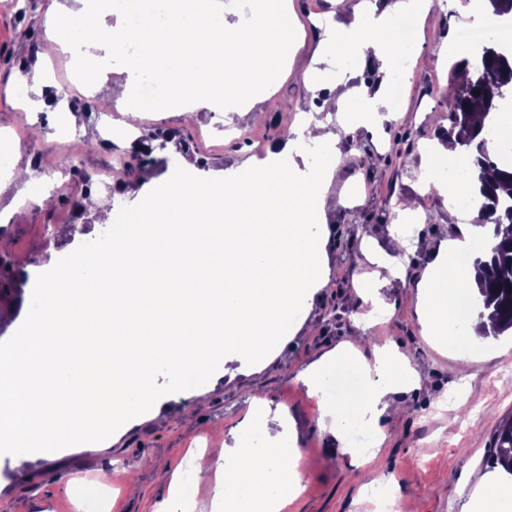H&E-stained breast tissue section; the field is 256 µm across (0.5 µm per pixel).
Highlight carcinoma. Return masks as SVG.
I'll list each match as a JSON object with an SVG mask.
<instances>
[{"instance_id": "1", "label": "carcinoma", "mask_w": 512, "mask_h": 512, "mask_svg": "<svg viewBox=\"0 0 512 512\" xmlns=\"http://www.w3.org/2000/svg\"><path fill=\"white\" fill-rule=\"evenodd\" d=\"M471 75L461 80L460 87L450 109L448 137L468 150L475 137L486 128L497 111L498 91L512 83V54L500 51L494 36L486 37L475 55ZM151 149L143 148L123 162L118 171L120 182L134 189L139 186L140 173L148 163ZM466 179L473 188L472 195L478 200L477 220L493 226L494 236L499 227L507 223L512 227V166L504 167L489 155L484 145L471 155ZM476 283L484 309L490 311L494 324L493 333L500 336L512 331V231L502 237L491 252L474 262ZM493 462L505 465L512 474V418L503 420L494 436Z\"/></svg>"}]
</instances>
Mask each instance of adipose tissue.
Segmentation results:
<instances>
[{"instance_id":"obj_1","label":"adipose tissue","mask_w":512,"mask_h":512,"mask_svg":"<svg viewBox=\"0 0 512 512\" xmlns=\"http://www.w3.org/2000/svg\"><path fill=\"white\" fill-rule=\"evenodd\" d=\"M432 0H394L388 10L378 12L370 7L355 8L350 22L330 23L324 28L321 45L324 50L349 52L354 69H362L369 62H377L381 71H389L397 63L398 43L391 17L393 12L419 13L428 10ZM496 243L483 226L467 223L456 224L452 234L439 248L430 285L418 298L425 335L440 345L451 339V313L458 296L475 290L471 271L458 270L452 263L461 251L486 252ZM366 383V408L371 418H379L392 405V396L401 383L419 384L415 369L399 374L396 361L388 347L377 348L372 361L362 364ZM263 431L272 442L271 451L257 456L247 448H221L217 454L229 457V464L214 472V493L224 504H232L248 497L258 505V512H283L290 500L296 499L303 481L296 466H283L279 460L282 432L279 428L264 426ZM286 485L284 498L269 496L270 483Z\"/></svg>"}]
</instances>
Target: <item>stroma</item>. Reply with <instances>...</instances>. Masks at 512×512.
I'll use <instances>...</instances> for the list:
<instances>
[{
	"label": "stroma",
	"mask_w": 512,
	"mask_h": 512,
	"mask_svg": "<svg viewBox=\"0 0 512 512\" xmlns=\"http://www.w3.org/2000/svg\"><path fill=\"white\" fill-rule=\"evenodd\" d=\"M357 2L341 7L336 0H292L303 34L273 91L256 95L244 114L227 117L201 107L188 119L178 107L131 117L113 92L134 80L124 66L105 68L89 93L67 84L75 55L69 48L45 54L44 15L49 6L65 10L74 0H0V154L12 161L11 171L0 172V253L11 258L9 266H0V279L15 288L7 307H0V342L22 325L31 280L104 232L92 212L74 208L84 194L110 211L137 204L185 156L195 160L193 173L203 178L244 169L286 139L287 125L301 111L317 121H336L338 107L328 100L326 78L373 90L388 83V74L378 69L354 72L342 54L317 52L322 26L347 22ZM497 22L489 0L476 7L471 0H433L416 29L405 34L413 63L400 111L374 123H350L335 147L339 160L320 231L328 279L306 297L295 332L256 364L224 357L207 383L162 398L102 442L35 452L21 467L13 455L0 454V512H84L90 489L104 475L111 486L107 512H156L161 502L182 498L191 512H224L212 481L199 478L188 487L172 483V474L212 465L217 448L241 445L250 432L258 449H265L261 426L272 418L285 422L303 457L300 494L284 512H370L367 490L386 480L395 482L404 512H475L478 474L488 490H512V475L490 463L493 434L512 416V379L499 375L503 366H512V334H468L471 356L463 363L454 349H438L425 339L417 307L449 225L463 218L449 211L445 198L423 194L420 182L429 164L428 144L449 125L456 93L450 51L460 28L492 29ZM23 63L33 72L53 69L54 75L40 93H27L20 102L13 86ZM108 125L134 127L140 141L152 144L137 190L105 192L85 184L134 150L123 139L104 142ZM37 166L45 176L36 191L11 176L12 170ZM409 201L419 207L420 220L410 227L405 275L380 284L385 318L367 320L363 290L377 270L370 256L388 251V227ZM356 337L367 357L390 343L421 377L420 385L398 392L402 412L376 424L363 402L343 396L358 427L386 435L368 453L344 449L324 429L318 398L299 378L307 366Z\"/></svg>",
	"instance_id": "obj_1"
}]
</instances>
